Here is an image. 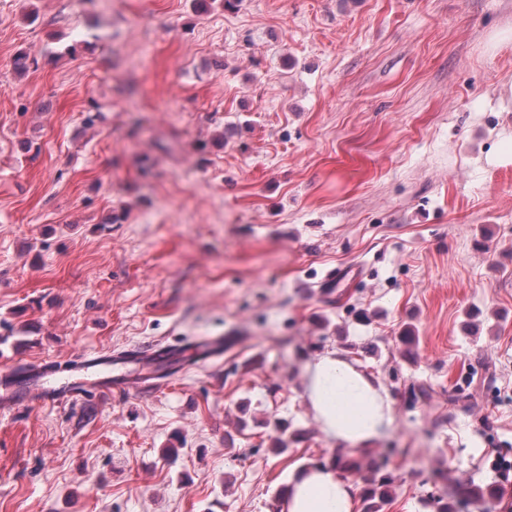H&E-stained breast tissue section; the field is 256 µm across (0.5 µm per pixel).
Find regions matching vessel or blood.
<instances>
[{
	"mask_svg": "<svg viewBox=\"0 0 512 512\" xmlns=\"http://www.w3.org/2000/svg\"><path fill=\"white\" fill-rule=\"evenodd\" d=\"M160 346L146 345L102 353H78L66 361L47 359L0 369V405L17 408L31 395L50 405H72L116 390L142 393L156 387L146 365Z\"/></svg>",
	"mask_w": 512,
	"mask_h": 512,
	"instance_id": "1",
	"label": "vessel or blood"
}]
</instances>
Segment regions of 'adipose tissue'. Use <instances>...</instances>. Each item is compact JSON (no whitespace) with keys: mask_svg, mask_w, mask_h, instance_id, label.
Here are the masks:
<instances>
[{"mask_svg":"<svg viewBox=\"0 0 512 512\" xmlns=\"http://www.w3.org/2000/svg\"><path fill=\"white\" fill-rule=\"evenodd\" d=\"M304 395L313 416L331 440L362 448L393 423L392 406L377 380L352 366L336 351L323 352L304 366ZM357 489L334 468L301 472L284 504L285 512H356Z\"/></svg>","mask_w":512,"mask_h":512,"instance_id":"1","label":"adipose tissue"}]
</instances>
